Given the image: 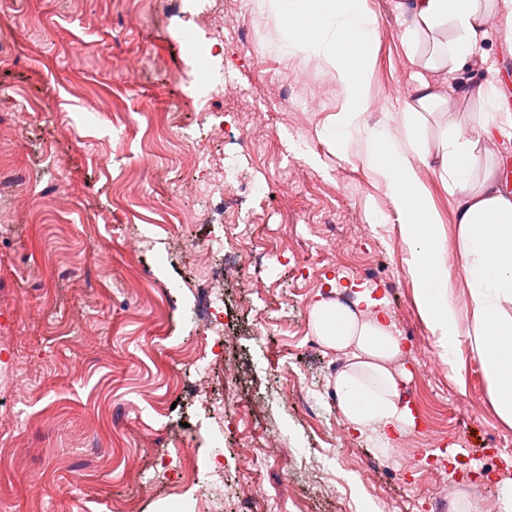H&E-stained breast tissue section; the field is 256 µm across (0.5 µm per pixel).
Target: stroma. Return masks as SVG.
Returning <instances> with one entry per match:
<instances>
[{
  "label": "stroma",
  "instance_id": "35a3bbf8",
  "mask_svg": "<svg viewBox=\"0 0 512 512\" xmlns=\"http://www.w3.org/2000/svg\"><path fill=\"white\" fill-rule=\"evenodd\" d=\"M224 2V69L252 106L224 115L211 159L232 162L247 185L241 211L256 218L252 242L263 288L248 278L224 287L225 345L208 350L191 323L198 293L193 247L240 241L226 232L234 215L219 198L181 194L193 176L178 133L195 134L208 95L204 68L186 49V19L198 0H11L0 9V166L19 185L0 187V497L11 512H239L236 486L256 481L270 512H361L372 498L356 469L368 464L395 512H482L496 508L501 479H512V427L498 417L470 344L445 367L414 299L407 263L391 279L369 275L376 252L402 247L395 210L376 167L339 151L323 135L345 97L320 58L282 56V23L253 0ZM398 0H367L378 19L368 110L382 124L413 99L421 73L403 48ZM148 53L135 80L127 59ZM512 32L492 23L474 61L436 74L447 110L429 116L437 148L448 113L474 132L482 102L458 86L512 78ZM275 118L261 145L248 132ZM110 160L108 171L96 165ZM445 230L452 294L461 322L471 317L457 262L454 202L436 166L421 168ZM42 193L27 210L15 188ZM191 213V222L178 221ZM110 248L106 260L90 240ZM84 279L65 273L72 260ZM96 299L84 300V280ZM371 288L398 332L411 378L402 397L416 427H428L455 493L418 495L395 476L400 454L374 437L324 429L338 407L334 378L343 354L310 350L313 303L353 302L349 283ZM241 365L240 401L200 396L198 368ZM439 409L426 421L425 408ZM280 436L277 448L266 436ZM291 457L281 454L282 448ZM197 466L199 482L171 489L154 466L158 451ZM499 468H484L489 451ZM350 455L348 467L337 453ZM221 455L223 478L208 476ZM322 469H311L312 461Z\"/></svg>",
  "mask_w": 512,
  "mask_h": 512
}]
</instances>
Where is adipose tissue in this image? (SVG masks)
Segmentation results:
<instances>
[{
    "instance_id": "ef3b65f1",
    "label": "adipose tissue",
    "mask_w": 512,
    "mask_h": 512,
    "mask_svg": "<svg viewBox=\"0 0 512 512\" xmlns=\"http://www.w3.org/2000/svg\"><path fill=\"white\" fill-rule=\"evenodd\" d=\"M255 6L260 13L290 18L280 44L283 53L306 50L330 65L345 103L327 125V136L338 148L349 150L351 128L366 110L377 37V20L366 0H255ZM397 9L405 24L406 53L420 61L426 75L419 78L413 103L398 112L393 128L365 127L362 155L366 162L380 165L400 236L410 248L407 264L422 319L449 357H456L462 342L470 343L498 416L512 425V190L500 180L497 168H487L482 178L474 176L479 148L494 142L501 122L495 86L467 90L485 105L477 139L460 138L453 119L437 153H430L421 137L427 113L444 100L428 73L470 61L491 19L511 26L512 0H399ZM434 157L446 190L455 197L458 261L472 316L467 330L451 299L439 215L419 176L420 167ZM311 325L325 346L351 352L334 380L338 409L348 428L388 445L396 442L414 424L402 403L406 376L391 368L404 349L372 291H357L351 305L316 301Z\"/></svg>"
}]
</instances>
